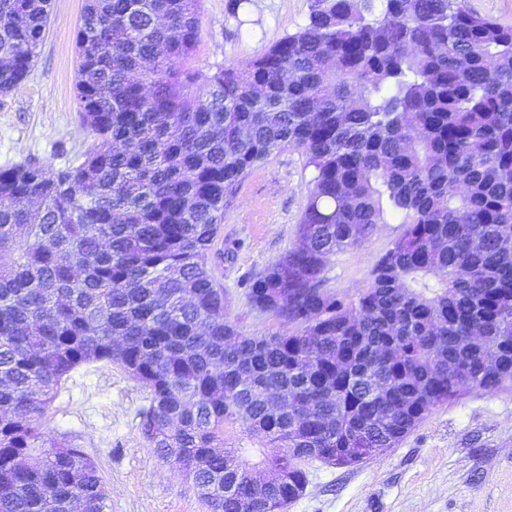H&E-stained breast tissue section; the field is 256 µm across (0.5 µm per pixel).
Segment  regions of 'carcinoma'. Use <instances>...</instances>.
<instances>
[{"instance_id": "obj_1", "label": "carcinoma", "mask_w": 512, "mask_h": 512, "mask_svg": "<svg viewBox=\"0 0 512 512\" xmlns=\"http://www.w3.org/2000/svg\"><path fill=\"white\" fill-rule=\"evenodd\" d=\"M50 0H0V93L30 74ZM198 0H85L76 93L83 162L0 168V512H105L84 452L41 431L77 367L150 393L141 433L211 512H276L224 423L284 448L307 482L340 448H393L430 410L512 385V25L466 0H311L240 68L187 58ZM312 168L297 243L249 286L292 325L247 336L208 252L224 201L274 153ZM402 232L347 302L329 257ZM478 328L502 350L485 363ZM389 384L374 389V381Z\"/></svg>"}]
</instances>
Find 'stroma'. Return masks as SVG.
Masks as SVG:
<instances>
[{
	"mask_svg": "<svg viewBox=\"0 0 512 512\" xmlns=\"http://www.w3.org/2000/svg\"><path fill=\"white\" fill-rule=\"evenodd\" d=\"M311 0H201L200 34L179 69L205 76L260 55L302 27ZM84 0H51L50 20L27 79L0 95V167L34 161L62 167L89 148L76 100V28ZM312 172L287 148L257 165L224 206L209 266L228 295L230 320L247 335L285 332L247 292L296 241ZM401 232L379 225L366 240L329 257L326 288L357 299L377 256ZM148 391L118 365L76 369L50 405L47 431L82 448L97 466L106 512H209L184 475L158 457L140 430ZM308 483L287 512H512V387L473 389L433 408L399 444L355 465L311 461Z\"/></svg>",
	"mask_w": 512,
	"mask_h": 512,
	"instance_id": "1",
	"label": "stroma"
}]
</instances>
